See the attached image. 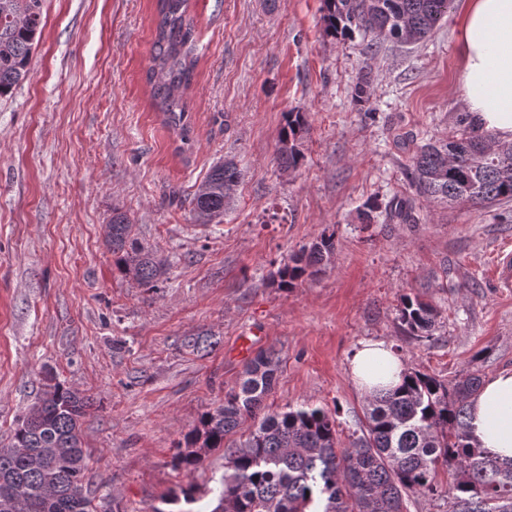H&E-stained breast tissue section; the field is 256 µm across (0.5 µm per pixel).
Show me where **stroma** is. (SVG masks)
I'll list each match as a JSON object with an SVG mask.
<instances>
[{
  "instance_id": "stroma-1",
  "label": "stroma",
  "mask_w": 512,
  "mask_h": 512,
  "mask_svg": "<svg viewBox=\"0 0 512 512\" xmlns=\"http://www.w3.org/2000/svg\"><path fill=\"white\" fill-rule=\"evenodd\" d=\"M193 2L189 151L146 85L155 0H43L30 74L0 98V448L46 377L91 397L81 430L96 512H150L190 482L206 512L222 451L191 475L171 456L234 385L240 339L281 355L268 405L336 410L344 446L366 404L348 366L361 342L386 341L444 381L512 369V291L493 275L498 250L512 251V200L448 206L407 177L416 147L447 137L465 110L456 10L426 40L371 53L367 37L325 36L322 0ZM288 112L306 126L303 158L284 171ZM227 157L242 171L231 202L220 221L196 223L190 200ZM395 199L412 200L416 223H361L365 204ZM116 208L166 260L158 287L115 268ZM326 231L331 262L279 288V267ZM404 294L438 309L431 340L401 330ZM197 334L213 347L185 350Z\"/></svg>"
}]
</instances>
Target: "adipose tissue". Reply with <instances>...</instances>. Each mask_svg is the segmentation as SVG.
I'll use <instances>...</instances> for the list:
<instances>
[{
  "instance_id": "adipose-tissue-1",
  "label": "adipose tissue",
  "mask_w": 512,
  "mask_h": 512,
  "mask_svg": "<svg viewBox=\"0 0 512 512\" xmlns=\"http://www.w3.org/2000/svg\"><path fill=\"white\" fill-rule=\"evenodd\" d=\"M460 15L459 90L485 130L512 140V0H456ZM363 395L401 384L404 361L383 340L360 344L349 359ZM469 434L492 455L512 459V371L488 379L469 400Z\"/></svg>"
}]
</instances>
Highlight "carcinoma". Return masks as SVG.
Instances as JSON below:
<instances>
[{
    "label": "carcinoma",
    "mask_w": 512,
    "mask_h": 512,
    "mask_svg": "<svg viewBox=\"0 0 512 512\" xmlns=\"http://www.w3.org/2000/svg\"><path fill=\"white\" fill-rule=\"evenodd\" d=\"M453 0H323L326 35L338 40L371 36L370 48L387 39L420 42L448 14ZM191 0H156L152 65L146 80L165 124L189 142L190 122L182 98L194 79ZM43 0H0V97L29 76L43 27ZM444 140L428 141L411 157L409 180L416 195L446 204L490 205L512 200V141L480 131L467 112ZM305 129L300 112H288L278 162L294 169ZM242 173L232 158L211 167L191 199L194 219L210 224L224 215ZM386 217L414 224L408 200L385 207ZM107 243L119 273L157 287L165 262L146 249L126 214L112 211ZM335 234H324L277 271L278 287L292 288L327 264ZM438 310L417 296L401 298L398 321L420 340L434 335ZM281 357L274 350L248 359L224 404L201 414L177 442L173 465L195 470L211 451L224 450L217 504L208 512H408L413 497L443 502L444 512H512V461L501 462L470 441L469 399L483 385L480 370H466L446 383L410 371L403 384L367 399L365 421L339 446L336 414L322 406L265 404L275 388ZM88 398L50 378L39 402L0 451V512H91L84 485L81 421ZM253 430L226 442L247 420ZM189 484L163 504L201 500Z\"/></svg>",
    "instance_id": "obj_1"
}]
</instances>
